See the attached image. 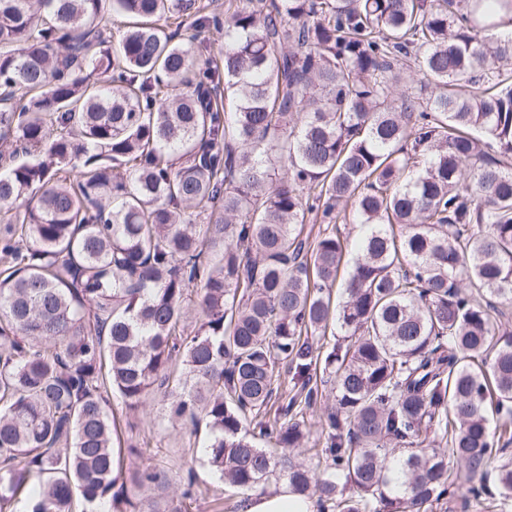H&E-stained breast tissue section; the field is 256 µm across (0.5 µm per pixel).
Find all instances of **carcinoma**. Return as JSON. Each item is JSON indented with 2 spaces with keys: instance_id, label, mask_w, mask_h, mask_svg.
<instances>
[{
  "instance_id": "carcinoma-1",
  "label": "carcinoma",
  "mask_w": 512,
  "mask_h": 512,
  "mask_svg": "<svg viewBox=\"0 0 512 512\" xmlns=\"http://www.w3.org/2000/svg\"><path fill=\"white\" fill-rule=\"evenodd\" d=\"M231 2L191 23L224 30L220 68L174 40L186 0H0V512H140L112 398L320 512H433L512 442V38L482 37L512 0ZM412 68L434 92L396 110ZM349 204L368 233L335 305L344 240L304 229ZM473 494L507 512L512 461Z\"/></svg>"
}]
</instances>
